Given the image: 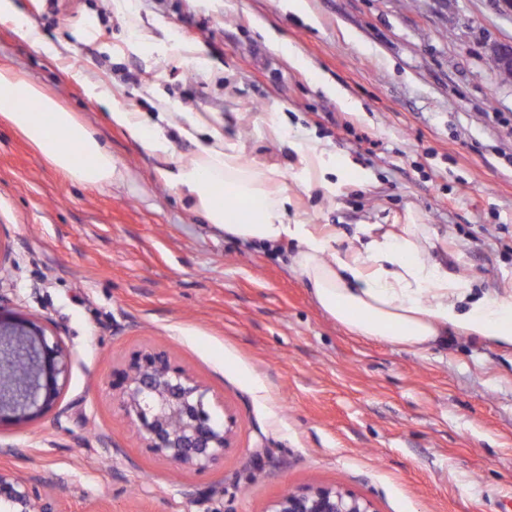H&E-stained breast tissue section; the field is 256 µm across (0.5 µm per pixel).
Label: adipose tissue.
Masks as SVG:
<instances>
[{
    "label": "adipose tissue",
    "mask_w": 512,
    "mask_h": 512,
    "mask_svg": "<svg viewBox=\"0 0 512 512\" xmlns=\"http://www.w3.org/2000/svg\"><path fill=\"white\" fill-rule=\"evenodd\" d=\"M0 16L10 19L37 51L58 55L17 0H0ZM87 96L108 108L113 123L130 140L161 161L170 160L171 143L159 125L147 124L102 84H88ZM0 115L70 180L97 185L119 178L110 150L92 128L38 85L8 70H0ZM182 119L181 132L195 150L173 169L162 170L166 185L225 236L252 244L292 242L291 270L343 328L415 354L447 341L452 333L512 348V294L475 295L469 281L432 263L427 225L405 224L399 231L379 234L374 225L365 224L358 246L338 253L335 234L290 214L291 197L277 170L244 166L232 137L205 129L194 113H183ZM288 146L300 156L301 183L337 194L335 155L317 140H292Z\"/></svg>",
    "instance_id": "obj_1"
}]
</instances>
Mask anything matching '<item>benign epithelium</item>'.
<instances>
[{"mask_svg": "<svg viewBox=\"0 0 512 512\" xmlns=\"http://www.w3.org/2000/svg\"><path fill=\"white\" fill-rule=\"evenodd\" d=\"M498 73L508 81L512 44H496ZM71 354L59 336L36 319L0 306V372L20 367V381L0 380V426L31 419L56 406L66 385ZM124 416L143 447L181 469L206 472L224 459L235 421L217 420L206 409L209 389L168 353L151 348L135 353L112 384ZM0 512H69L40 476L0 468ZM271 512H373L371 503L331 487L288 491Z\"/></svg>", "mask_w": 512, "mask_h": 512, "instance_id": "benign-epithelium-1", "label": "benign epithelium"}]
</instances>
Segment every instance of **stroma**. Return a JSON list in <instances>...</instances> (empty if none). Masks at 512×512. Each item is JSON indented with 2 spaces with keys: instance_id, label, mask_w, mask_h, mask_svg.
<instances>
[{
  "instance_id": "obj_1",
  "label": "stroma",
  "mask_w": 512,
  "mask_h": 512,
  "mask_svg": "<svg viewBox=\"0 0 512 512\" xmlns=\"http://www.w3.org/2000/svg\"><path fill=\"white\" fill-rule=\"evenodd\" d=\"M23 0L59 57L0 19V68L35 82L109 148L122 179L75 183L0 117V306L42 320L73 353L57 407L0 428V466L35 473L86 512H270L284 490L327 486L374 512H512V351L472 336L416 355L348 333L290 270L287 246L243 247L206 224L85 83L166 127L174 159L193 112L236 135L242 162L277 169L295 211L336 233L414 215L432 261L475 294L512 293V85L488 63L512 41L500 0ZM264 21L312 66L291 67ZM207 61L187 65L184 48ZM352 102L329 97L324 81ZM282 111L288 127L272 128ZM319 139L346 168L339 195L307 188L282 138ZM374 174L366 183V174ZM158 347L235 419L219 465L171 467L143 448L107 386ZM196 492L188 501L186 492Z\"/></svg>"
}]
</instances>
